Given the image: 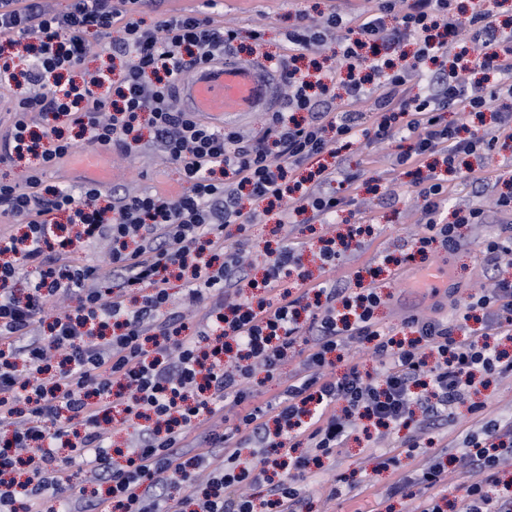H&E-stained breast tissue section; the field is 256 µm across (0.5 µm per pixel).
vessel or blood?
<instances>
[{
    "label": "vessel or blood",
    "mask_w": 512,
    "mask_h": 512,
    "mask_svg": "<svg viewBox=\"0 0 512 512\" xmlns=\"http://www.w3.org/2000/svg\"><path fill=\"white\" fill-rule=\"evenodd\" d=\"M279 75L262 61L231 57L199 67L194 77L180 85L185 111L223 127L249 112H270L278 105Z\"/></svg>",
    "instance_id": "b4317fda"
}]
</instances>
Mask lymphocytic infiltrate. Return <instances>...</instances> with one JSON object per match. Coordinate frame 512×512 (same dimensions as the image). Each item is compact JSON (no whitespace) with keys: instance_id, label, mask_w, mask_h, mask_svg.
<instances>
[{"instance_id":"f902f5d3","label":"lymphocytic infiltrate","mask_w":512,"mask_h":512,"mask_svg":"<svg viewBox=\"0 0 512 512\" xmlns=\"http://www.w3.org/2000/svg\"><path fill=\"white\" fill-rule=\"evenodd\" d=\"M153 2L72 0L56 10L0 0V85L13 90L0 159H39L22 181L0 182V216L26 226L0 236V427L13 432L0 448V512H49L54 500L61 512H185L189 501L194 512H301L305 476L334 459L363 419L414 430L403 451L373 458L399 473L374 512L395 497L412 512H512V490L499 486L512 462V421L467 400L475 380L512 378V278L500 273L512 259V224L478 242L491 286L454 300L448 319L405 316L401 337L377 317L378 287L353 296L330 278L338 250L314 253L321 278L287 285L304 266L289 241L293 216L322 223L353 202L359 175L337 157L362 140L402 141L396 173L441 156L442 168L416 183L424 231L413 243L421 254L465 246L461 227L483 223L484 212L460 207L444 221L448 174L459 155L512 139V30L487 0L467 15L455 0H372L354 30L332 2L314 20L296 14L288 42L303 54L333 51L336 67L313 81L288 65L278 107L245 136L178 106L180 83L234 50L239 33L219 21L217 0L149 24ZM94 36L123 58L119 80L85 68ZM417 76L424 86L412 97ZM336 79L346 97L330 116L319 105ZM450 110H490L494 124L465 138L445 119ZM64 121L123 154L138 151L149 127L184 191L106 197L94 182L76 194L45 184L44 172L77 148ZM325 154L334 165L320 164ZM312 163L316 183L294 180ZM331 182L337 190L322 192ZM276 204L288 241L266 258L260 293L243 295L245 249L227 229L246 231ZM61 213L74 234L60 241ZM103 239L112 244L103 260L78 258ZM354 343L382 365L381 379L355 363L335 371ZM263 379L280 390L258 405ZM463 402L454 462L468 479L450 500L439 490L445 467L421 461L420 447ZM133 419L134 446L114 465L111 435ZM250 443L252 457L240 463ZM79 459L105 495L73 492L65 469ZM175 486L192 500L172 494Z\"/></svg>"}]
</instances>
